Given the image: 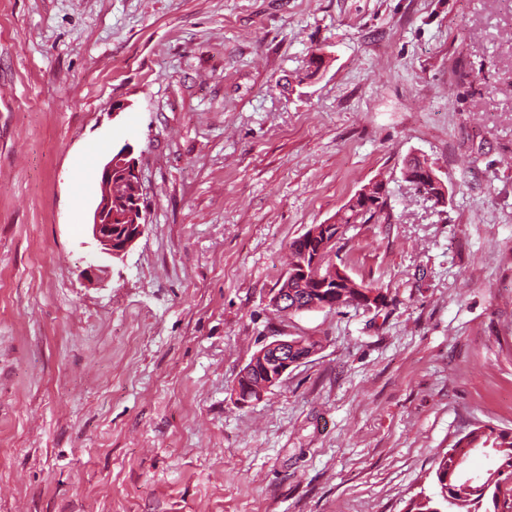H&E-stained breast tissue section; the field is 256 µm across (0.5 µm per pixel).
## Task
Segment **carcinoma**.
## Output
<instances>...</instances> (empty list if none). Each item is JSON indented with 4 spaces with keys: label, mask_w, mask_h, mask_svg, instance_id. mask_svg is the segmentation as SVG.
Listing matches in <instances>:
<instances>
[{
    "label": "carcinoma",
    "mask_w": 512,
    "mask_h": 512,
    "mask_svg": "<svg viewBox=\"0 0 512 512\" xmlns=\"http://www.w3.org/2000/svg\"><path fill=\"white\" fill-rule=\"evenodd\" d=\"M135 192L136 188L130 183L118 187L113 196L112 210L117 214L123 213ZM385 203L382 196L378 202L367 207L359 202L352 205L348 203L338 215L337 224H366L383 211ZM335 235L336 232L332 231L325 239L298 238L289 246L290 255L299 260L304 251L313 255L321 250L323 256L327 257L336 252V243L330 242ZM329 267L330 260L327 259L321 267L309 271L308 276L294 282L297 300L307 301L323 293L327 295L329 308L346 306V302L340 301L341 292L334 293L330 288L321 289ZM469 448L494 450L500 460L499 467L487 471L480 480L470 482L462 475V466H453L452 458L444 456L435 471L438 495L413 499L407 512H512V493L502 495V485L512 481V432L494 427H478L457 440L452 451L464 456Z\"/></svg>",
    "instance_id": "1"
}]
</instances>
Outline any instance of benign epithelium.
<instances>
[{"instance_id": "benign-epithelium-1", "label": "benign epithelium", "mask_w": 512, "mask_h": 512, "mask_svg": "<svg viewBox=\"0 0 512 512\" xmlns=\"http://www.w3.org/2000/svg\"><path fill=\"white\" fill-rule=\"evenodd\" d=\"M428 184L434 190L428 198L441 205L447 198V188L429 165H424ZM130 182L139 186L138 162L133 157V149L126 147L117 157L109 159L101 172V197L94 210L92 236L100 247V252L113 258L121 257L143 234L144 223L141 208V196L133 197V203L126 207L123 214L112 210V189L117 183ZM294 292L285 287L277 291L270 300L271 306L278 312L288 315L301 310L322 308L318 299L306 305L289 304ZM298 348L296 342L288 339H276L263 345L247 363L239 379L249 384V389L236 387L235 395L241 404L259 401L271 387L280 382L288 370L303 361L293 354Z\"/></svg>"}]
</instances>
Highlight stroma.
<instances>
[{"label":"stroma","instance_id":"stroma-1","mask_svg":"<svg viewBox=\"0 0 512 512\" xmlns=\"http://www.w3.org/2000/svg\"><path fill=\"white\" fill-rule=\"evenodd\" d=\"M375 180L337 262L384 305L275 315L290 243ZM481 425L512 430V0H0V512H406ZM119 150L113 153L103 166L102 194L94 210L91 224L92 236L98 243L100 252L113 258L121 257L141 237L145 226L141 222L143 211L137 159L133 157V149L130 145L112 159ZM122 182H131L137 188L136 196H134L136 188L131 183L118 187L113 196V187L116 183ZM132 197L133 203L126 207ZM300 347L292 339H276L265 343L258 350L241 371L238 381L249 383V389L242 392L244 384L237 381L235 390L236 399L240 404H248L260 401L271 387L280 382L288 370L304 359L309 358L318 350V345L311 348L305 356L300 358L293 357L295 350ZM254 374H257V382L254 381Z\"/></svg>","mask_w":512,"mask_h":512}]
</instances>
